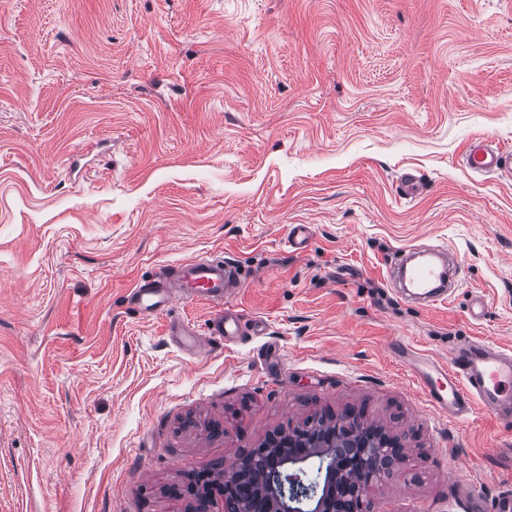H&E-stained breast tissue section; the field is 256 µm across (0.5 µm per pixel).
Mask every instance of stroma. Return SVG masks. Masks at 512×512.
<instances>
[{"label":"stroma","instance_id":"35a3bbf8","mask_svg":"<svg viewBox=\"0 0 512 512\" xmlns=\"http://www.w3.org/2000/svg\"><path fill=\"white\" fill-rule=\"evenodd\" d=\"M476 138L512 149V0H0V512H186L348 406L405 438L372 512L512 494V419L440 415L392 351L512 354V179ZM435 246L460 287L405 301L389 265ZM203 254L242 274L230 342L216 305L130 299ZM466 160L476 172L512 177V154L504 149L493 148L480 138L469 144Z\"/></svg>","mask_w":512,"mask_h":512}]
</instances>
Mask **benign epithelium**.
<instances>
[{
    "instance_id": "obj_1",
    "label": "benign epithelium",
    "mask_w": 512,
    "mask_h": 512,
    "mask_svg": "<svg viewBox=\"0 0 512 512\" xmlns=\"http://www.w3.org/2000/svg\"><path fill=\"white\" fill-rule=\"evenodd\" d=\"M325 425L330 431L314 436L305 426L274 432L199 492L193 512H209L218 496L224 512H253L242 498L245 482L248 493L264 501L265 512H359L375 483L402 473L401 438L376 426L371 439L382 450L366 454L355 441L367 427L361 416L345 413Z\"/></svg>"
}]
</instances>
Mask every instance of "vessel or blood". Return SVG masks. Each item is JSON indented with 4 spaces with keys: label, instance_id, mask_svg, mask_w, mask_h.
I'll return each mask as SVG.
<instances>
[{
    "label": "vessel or blood",
    "instance_id": "1",
    "mask_svg": "<svg viewBox=\"0 0 512 512\" xmlns=\"http://www.w3.org/2000/svg\"><path fill=\"white\" fill-rule=\"evenodd\" d=\"M466 160L474 171L512 177V153L483 140L469 144ZM391 274L400 279L406 299L437 298L447 288V259L441 255L414 262L404 255ZM241 286L234 264L206 255L171 268L166 276L138 283L131 300L147 316L166 312L178 298L211 301L222 308L214 322L215 335L234 336L239 331V318L222 304ZM393 351L441 413L461 419L476 405L496 414L512 404V357L483 341L468 342L447 364L421 357L400 342L394 343Z\"/></svg>",
    "mask_w": 512,
    "mask_h": 512
}]
</instances>
